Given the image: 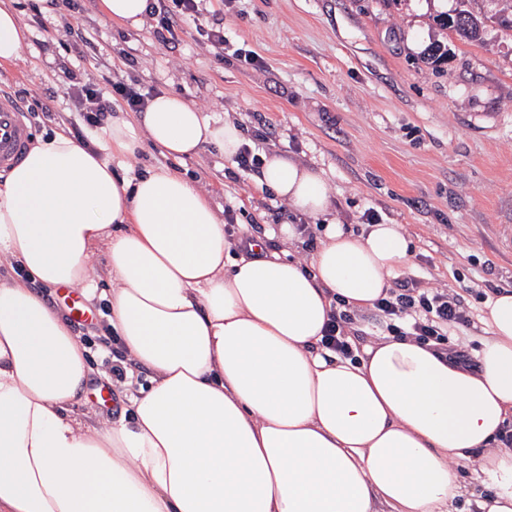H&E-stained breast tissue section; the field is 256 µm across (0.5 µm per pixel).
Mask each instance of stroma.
<instances>
[{
	"instance_id": "stroma-1",
	"label": "stroma",
	"mask_w": 512,
	"mask_h": 512,
	"mask_svg": "<svg viewBox=\"0 0 512 512\" xmlns=\"http://www.w3.org/2000/svg\"><path fill=\"white\" fill-rule=\"evenodd\" d=\"M39 2L0 0L30 31L24 59L0 66V89L43 103L25 117L32 137L76 126L91 134L66 96L88 77L174 91L214 118L236 119L258 157L279 153L323 171L337 223L362 232L371 210L379 223L402 225L415 252L400 279L459 295L471 324L448 335L473 353L484 294L512 289V28L499 20L501 0H201L198 14L176 18L162 39L149 18L136 29L113 24L100 0L70 9ZM462 9L479 15V41L439 25ZM216 18L220 50L197 31ZM77 22L94 47L71 42ZM248 52L256 64L244 61ZM130 165H170L197 179L231 211L232 240L276 242L284 225L304 224L296 256L308 259L319 244L317 219L258 194L254 172L230 169L212 145L175 162L147 142ZM38 292L89 350L94 371L81 412L119 420L122 388L106 365L118 352L104 303L80 296L78 315L63 289Z\"/></svg>"
}]
</instances>
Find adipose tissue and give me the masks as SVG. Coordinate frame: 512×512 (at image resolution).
<instances>
[{
    "instance_id": "1",
    "label": "adipose tissue",
    "mask_w": 512,
    "mask_h": 512,
    "mask_svg": "<svg viewBox=\"0 0 512 512\" xmlns=\"http://www.w3.org/2000/svg\"><path fill=\"white\" fill-rule=\"evenodd\" d=\"M28 31L0 5V64L21 61ZM121 117L91 146L60 129L0 182V512H457L478 461L512 512V290L488 298L475 366L381 336L352 356L321 343L334 304L373 307L414 245L397 224L356 235L325 224L308 261L237 255L198 180L125 168L143 141L169 157L204 144L234 161L235 121L175 92ZM261 188L302 213L328 214L321 170L274 155ZM105 260L108 288L96 274ZM80 287L109 305L127 362L149 373L126 394L128 419L77 415L91 367L64 317L33 290Z\"/></svg>"
}]
</instances>
